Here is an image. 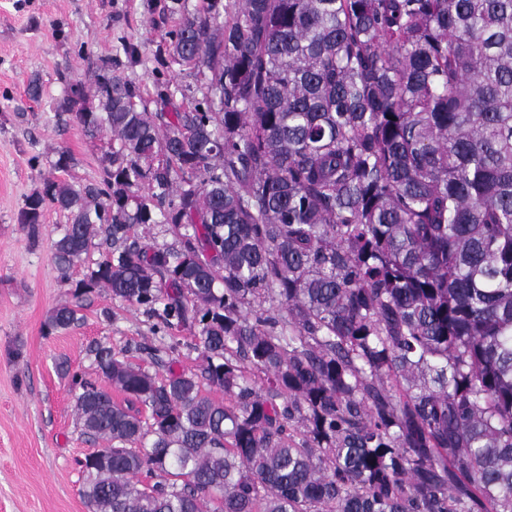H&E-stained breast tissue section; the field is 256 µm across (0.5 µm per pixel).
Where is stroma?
Returning a JSON list of instances; mask_svg holds the SVG:
<instances>
[{
	"mask_svg": "<svg viewBox=\"0 0 512 512\" xmlns=\"http://www.w3.org/2000/svg\"><path fill=\"white\" fill-rule=\"evenodd\" d=\"M147 0H0V512H87L79 494V459L96 451L82 434L72 390L73 375L97 378L89 348L102 342L134 365L166 375L198 368L202 357L182 345L172 368H157L138 347L152 338L142 309L96 291L84 322L66 331L46 327L50 311L70 301L82 266L62 274L53 243L67 218L47 208L42 232L31 239L18 221L24 198L54 176L56 149L72 157L70 177L97 180L100 142L58 117L55 100L66 80H85L112 58L147 98L156 78L171 87L194 84L191 69L160 71L154 53L166 21L148 13ZM139 45L141 60L129 63L122 47ZM89 55L78 58L79 48ZM43 85L40 101L26 95L30 79Z\"/></svg>",
	"mask_w": 512,
	"mask_h": 512,
	"instance_id": "stroma-1",
	"label": "stroma"
}]
</instances>
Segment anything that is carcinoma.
<instances>
[{
	"mask_svg": "<svg viewBox=\"0 0 512 512\" xmlns=\"http://www.w3.org/2000/svg\"><path fill=\"white\" fill-rule=\"evenodd\" d=\"M196 70L144 98L112 59L58 101L107 141L64 211L53 330L100 288L157 320L160 378H73L89 512H512V0H169ZM159 104L162 111L150 110ZM162 224L177 249L143 242ZM217 389L215 398L206 389ZM163 79H170L169 89L171 92H174V99L181 103L182 97L178 89L185 88L187 85H193L195 82V76L193 75L192 69H188L186 67H181L175 63L171 64L169 69H164V76H161ZM184 103H187V100H183ZM178 338L181 340V345L179 348V356L177 354L176 363H174L173 368L176 372L182 370H192L198 368V366L202 363V357L199 354V351L193 350L191 348L186 347V343H191V337L188 332L184 331L178 333Z\"/></svg>",
	"mask_w": 512,
	"mask_h": 512,
	"instance_id": "carcinoma-1",
	"label": "carcinoma"
}]
</instances>
